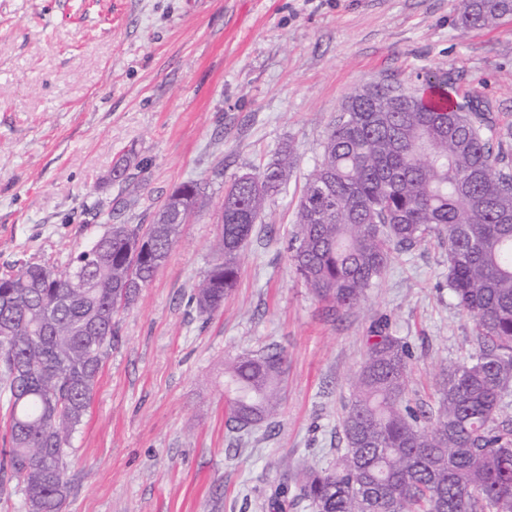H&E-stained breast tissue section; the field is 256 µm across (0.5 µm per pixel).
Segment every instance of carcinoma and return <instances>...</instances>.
Returning <instances> with one entry per match:
<instances>
[{"mask_svg": "<svg viewBox=\"0 0 512 512\" xmlns=\"http://www.w3.org/2000/svg\"><path fill=\"white\" fill-rule=\"evenodd\" d=\"M509 0H461V23L488 27ZM431 95L402 100L392 85L359 87L341 105L306 181L286 242L298 279L336 319L356 308L395 254L436 241L448 290L475 324L477 347L442 370L435 407L409 397L413 352L376 320L341 423L343 447L322 467L283 471L269 512H512V164L492 152L481 102L462 105L428 75ZM293 150L235 179L224 194L215 262L191 301L221 308ZM205 205L201 183L175 188L150 224H112L66 269L27 263L0 275V393L5 449L0 496L23 485L33 512H61L66 444L92 400L115 316L165 264L181 225ZM288 360L275 344L224 370L232 428L271 419Z\"/></svg>", "mask_w": 512, "mask_h": 512, "instance_id": "1", "label": "carcinoma"}]
</instances>
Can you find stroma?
I'll return each mask as SVG.
<instances>
[{"label": "stroma", "mask_w": 512, "mask_h": 512, "mask_svg": "<svg viewBox=\"0 0 512 512\" xmlns=\"http://www.w3.org/2000/svg\"><path fill=\"white\" fill-rule=\"evenodd\" d=\"M459 0H0V272L65 267L111 219L151 223L179 184L206 205L121 310L91 405L69 438L63 512H266L282 469L327 464L375 319L412 347L414 401L474 351L448 293V253H401L340 321L285 249L327 124L357 88L419 93L449 79L512 150V16L462 27ZM292 146L294 165L240 257L237 288L202 315L224 192ZM131 159L137 190L109 178ZM274 343L288 356L275 418L226 425L224 364Z\"/></svg>", "instance_id": "obj_1"}]
</instances>
